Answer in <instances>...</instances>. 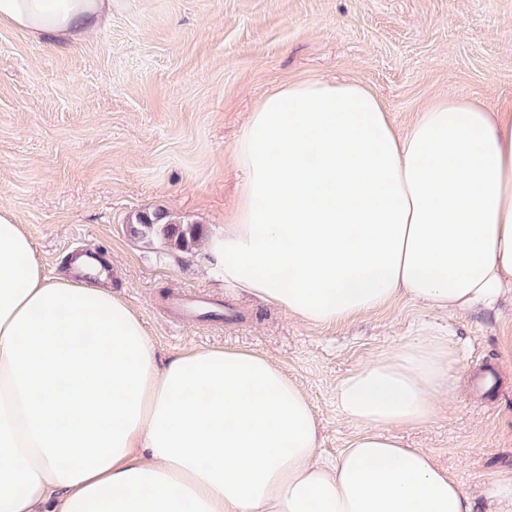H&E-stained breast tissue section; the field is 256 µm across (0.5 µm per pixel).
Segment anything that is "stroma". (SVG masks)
Returning a JSON list of instances; mask_svg holds the SVG:
<instances>
[{
	"label": "stroma",
	"mask_w": 512,
	"mask_h": 512,
	"mask_svg": "<svg viewBox=\"0 0 512 512\" xmlns=\"http://www.w3.org/2000/svg\"><path fill=\"white\" fill-rule=\"evenodd\" d=\"M355 81L398 132L434 99L512 106V0H112L95 34L51 41L0 27V209L30 235L48 277L70 276L77 246L102 254L112 291L158 351L266 354L307 392L333 460L356 433L336 387L360 365L431 333L458 358L454 388L426 425L398 430L430 451L476 512L512 469V291L495 310L442 314L399 298L354 321L303 322L225 288L203 246L147 243L139 212L222 231L243 172L233 161L247 115L294 80ZM201 293L213 316L181 321Z\"/></svg>",
	"instance_id": "obj_1"
}]
</instances>
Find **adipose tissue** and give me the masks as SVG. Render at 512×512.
<instances>
[{"mask_svg": "<svg viewBox=\"0 0 512 512\" xmlns=\"http://www.w3.org/2000/svg\"><path fill=\"white\" fill-rule=\"evenodd\" d=\"M112 0H0V25L78 39ZM235 213L205 242L226 285L314 324L405 296L457 313L512 283V108L444 97L405 135L363 85L289 82L249 112ZM442 336L352 371L358 432L318 459L304 389L233 348L160 356L110 288L50 278L0 209V512H475L422 426L452 390Z\"/></svg>", "mask_w": 512, "mask_h": 512, "instance_id": "ef3b65f1", "label": "adipose tissue"}]
</instances>
